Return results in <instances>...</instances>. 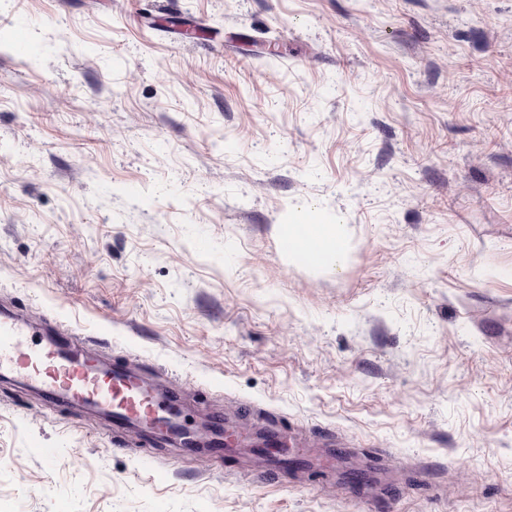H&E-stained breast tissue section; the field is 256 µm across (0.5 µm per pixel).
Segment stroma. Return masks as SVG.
<instances>
[{"mask_svg": "<svg viewBox=\"0 0 512 512\" xmlns=\"http://www.w3.org/2000/svg\"><path fill=\"white\" fill-rule=\"evenodd\" d=\"M506 67L512 0H0V307L312 455L0 379V512H512ZM304 206L341 269L283 254Z\"/></svg>", "mask_w": 512, "mask_h": 512, "instance_id": "35a3bbf8", "label": "stroma"}]
</instances>
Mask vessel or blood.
I'll use <instances>...</instances> for the list:
<instances>
[{
  "instance_id": "vessel-or-blood-1",
  "label": "vessel or blood",
  "mask_w": 512,
  "mask_h": 512,
  "mask_svg": "<svg viewBox=\"0 0 512 512\" xmlns=\"http://www.w3.org/2000/svg\"><path fill=\"white\" fill-rule=\"evenodd\" d=\"M32 329V318L0 308V377L53 401L105 412L113 429L187 446L189 431L171 391L132 365L104 364L98 351L67 329L39 342L33 341Z\"/></svg>"
}]
</instances>
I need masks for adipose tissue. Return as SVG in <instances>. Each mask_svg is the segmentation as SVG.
<instances>
[{
    "mask_svg": "<svg viewBox=\"0 0 512 512\" xmlns=\"http://www.w3.org/2000/svg\"><path fill=\"white\" fill-rule=\"evenodd\" d=\"M279 237L288 259L309 269L338 267L346 257L348 237L343 226L319 222L305 213L280 225Z\"/></svg>",
    "mask_w": 512,
    "mask_h": 512,
    "instance_id": "ef3b65f1",
    "label": "adipose tissue"
}]
</instances>
